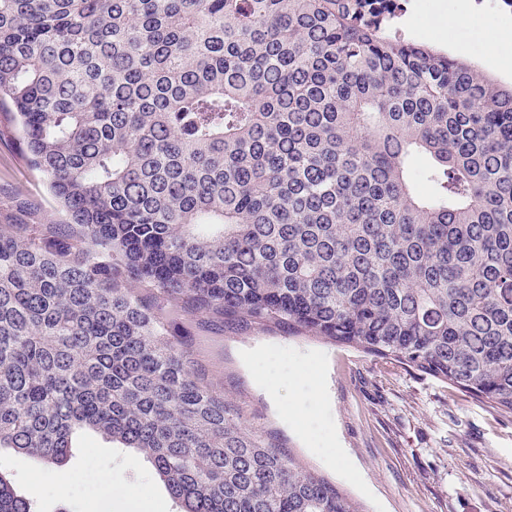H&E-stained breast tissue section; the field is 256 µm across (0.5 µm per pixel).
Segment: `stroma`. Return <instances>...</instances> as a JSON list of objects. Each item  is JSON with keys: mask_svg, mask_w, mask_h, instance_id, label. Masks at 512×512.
I'll list each match as a JSON object with an SVG mask.
<instances>
[{"mask_svg": "<svg viewBox=\"0 0 512 512\" xmlns=\"http://www.w3.org/2000/svg\"><path fill=\"white\" fill-rule=\"evenodd\" d=\"M463 3L409 0L400 24L418 41L465 54L484 74L511 84L512 68L499 64L489 43L512 29V15L475 10L458 25L441 23ZM18 137L0 125V204L23 194L62 219ZM195 347L216 385L235 380L264 423L362 512H512V415L416 369L311 338L203 332ZM89 454L120 479L124 499L103 495L89 511L78 491L57 493L55 469L11 451L0 453V468L39 512H179L149 463L99 435L77 439L66 472Z\"/></svg>", "mask_w": 512, "mask_h": 512, "instance_id": "obj_1", "label": "stroma"}]
</instances>
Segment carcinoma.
Wrapping results in <instances>:
<instances>
[{
    "instance_id": "obj_1",
    "label": "carcinoma",
    "mask_w": 512,
    "mask_h": 512,
    "mask_svg": "<svg viewBox=\"0 0 512 512\" xmlns=\"http://www.w3.org/2000/svg\"><path fill=\"white\" fill-rule=\"evenodd\" d=\"M0 113L68 216L0 206V451L94 432L181 512H361L182 316L512 414V84L371 0H0ZM0 512H37L2 471Z\"/></svg>"
}]
</instances>
